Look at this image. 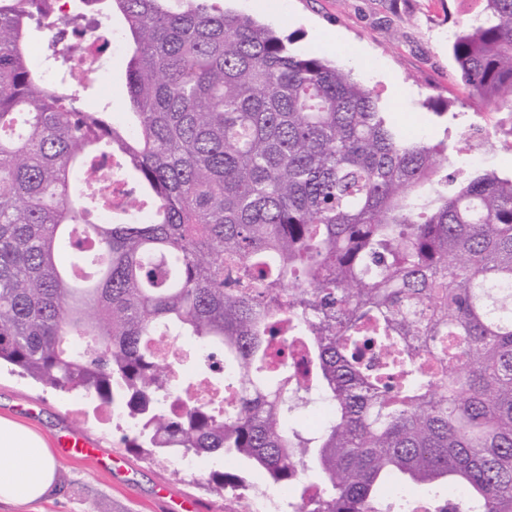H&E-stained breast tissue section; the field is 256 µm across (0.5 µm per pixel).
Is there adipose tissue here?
<instances>
[{"label":"adipose tissue","instance_id":"ef3b65f1","mask_svg":"<svg viewBox=\"0 0 512 512\" xmlns=\"http://www.w3.org/2000/svg\"><path fill=\"white\" fill-rule=\"evenodd\" d=\"M56 476L55 457L41 433L0 415V503L42 501Z\"/></svg>","mask_w":512,"mask_h":512}]
</instances>
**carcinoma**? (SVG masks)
Returning <instances> with one entry per match:
<instances>
[{
    "instance_id": "cac0c4a2",
    "label": "carcinoma",
    "mask_w": 512,
    "mask_h": 512,
    "mask_svg": "<svg viewBox=\"0 0 512 512\" xmlns=\"http://www.w3.org/2000/svg\"><path fill=\"white\" fill-rule=\"evenodd\" d=\"M221 2L79 0L72 22L121 18V124L44 85L39 0L0 8V362L120 410L137 455L236 458L294 512H381L391 481L512 512V176L457 178L448 141ZM484 2L453 53L512 110V0ZM112 161L134 186L101 224L84 177ZM159 336L222 375L213 398L175 387Z\"/></svg>"
}]
</instances>
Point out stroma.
Wrapping results in <instances>:
<instances>
[{"mask_svg": "<svg viewBox=\"0 0 512 512\" xmlns=\"http://www.w3.org/2000/svg\"><path fill=\"white\" fill-rule=\"evenodd\" d=\"M225 9L270 25L300 55L335 61L372 89L380 107L417 136L447 140L449 171L493 168L512 175V111L486 105L464 82L452 52L453 35L481 18L483 0H224ZM107 78L85 82L81 95L114 121L127 110L125 54L104 52ZM481 130L465 145L462 135ZM0 414L39 428L58 464L56 487L45 502L0 505V512H167L170 493L196 512H229L232 503L209 482L231 470L220 456L140 459L121 443L129 428L120 411L97 407L74 393L55 391L0 369ZM80 434L95 453L64 454L59 437ZM248 489L239 506L261 501L263 512H292L280 488L258 471L244 472Z\"/></svg>", "mask_w": 512, "mask_h": 512, "instance_id": "stroma-1", "label": "stroma"}]
</instances>
